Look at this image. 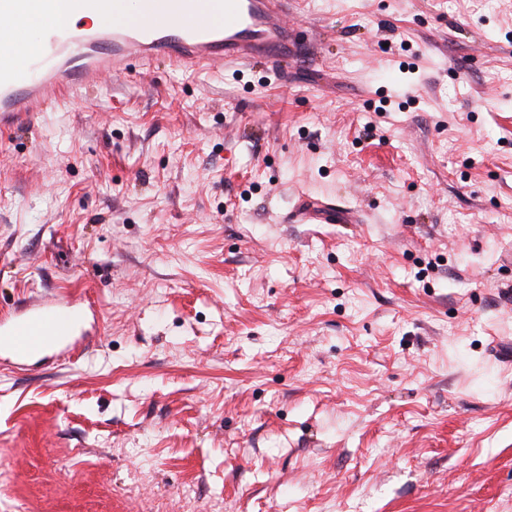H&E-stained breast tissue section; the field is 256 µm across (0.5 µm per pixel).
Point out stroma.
Returning a JSON list of instances; mask_svg holds the SVG:
<instances>
[{
    "label": "stroma",
    "mask_w": 512,
    "mask_h": 512,
    "mask_svg": "<svg viewBox=\"0 0 512 512\" xmlns=\"http://www.w3.org/2000/svg\"><path fill=\"white\" fill-rule=\"evenodd\" d=\"M292 16L0 130V512H512V0ZM336 210L334 208L324 207L322 210H314L309 207L306 200L300 199L295 209L290 213L292 221H298L297 224H305L311 219L333 220ZM75 307L68 299L28 304L22 313L9 321L0 319V350L8 348L20 360L30 359L42 351L74 345Z\"/></svg>",
    "instance_id": "1"
}]
</instances>
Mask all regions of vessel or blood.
<instances>
[{
    "label": "vessel or blood",
    "mask_w": 512,
    "mask_h": 512,
    "mask_svg": "<svg viewBox=\"0 0 512 512\" xmlns=\"http://www.w3.org/2000/svg\"><path fill=\"white\" fill-rule=\"evenodd\" d=\"M91 23L62 22L42 36L40 51L19 59L15 44L0 41V127L44 111L80 86L127 74L135 63L162 57L198 70L227 63L275 65L305 46L290 20L291 0H51ZM75 302L27 305L0 320V348L20 360L70 345L76 330Z\"/></svg>",
    "instance_id": "b4317fda"
}]
</instances>
